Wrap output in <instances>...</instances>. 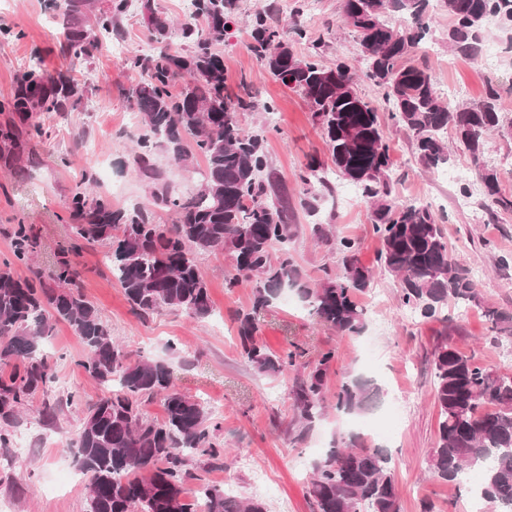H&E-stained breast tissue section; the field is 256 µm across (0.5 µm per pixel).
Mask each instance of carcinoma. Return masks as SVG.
Returning <instances> with one entry per match:
<instances>
[{
    "label": "carcinoma",
    "instance_id": "cac0c4a2",
    "mask_svg": "<svg viewBox=\"0 0 512 512\" xmlns=\"http://www.w3.org/2000/svg\"><path fill=\"white\" fill-rule=\"evenodd\" d=\"M438 2L452 20L448 50L461 56L481 52L489 24H512V0ZM89 6L90 0L56 4L62 51L73 59L91 57L101 40L112 39L118 17L131 3L111 0L92 28L83 24ZM433 8V0H345L344 13L368 63L362 74L383 91L393 123L412 132L419 163L428 170L448 163L444 134L453 131L473 155L484 207L493 217L499 209H512V200L500 192L496 170L480 164L485 136L501 128L496 109L500 91L490 86L482 101L469 106L440 96L429 68L415 59L430 34ZM236 10L237 0H192V15L178 29L191 50L160 49L128 58L141 76L127 92L140 117L134 163L153 180L152 203L114 210L77 187L70 201L71 252L78 253L84 242L110 241L112 274L137 315L168 308L204 319L212 307L198 256L227 250L234 272L225 275V287H237L243 277L254 280V308L268 306L291 288L321 323L358 336L367 327V315L355 295L372 282L358 260V244L340 239L341 272L325 269L314 287L302 280L288 252L295 225L287 223L285 205L266 200L272 173L264 135L244 130L238 121L241 112L269 113L272 106L248 90L235 97L225 93L224 55L217 46L224 43ZM389 14L409 18L412 25L390 23L385 20ZM151 26L160 43L172 34L159 15L151 16ZM250 27L254 53L274 77L286 81L271 63L285 36L270 9H258ZM289 61L296 72L291 89L303 96L322 129L335 172L374 203L372 230L382 243L378 266L397 280L400 305L419 318L436 319L450 303L457 308L480 304L471 272L448 249L436 215L427 206L391 198L389 146L376 108L357 90L355 68L343 62L326 66L320 41L312 43L307 58L291 55ZM332 69L336 82H323L322 75ZM81 100L73 78L51 74L35 61L16 76L14 93L0 103V111L9 109L24 124L34 112H72ZM158 147L186 166L197 156L204 160L194 195L173 196L159 182L152 164ZM299 180L306 191L316 183L329 187L325 164L314 156ZM154 204L170 211L173 223H156ZM37 247V239L19 224L10 256L0 260V448L13 444L20 409L55 382L43 342L52 331L51 321L60 320L88 349L80 366L109 387L87 408L74 437L77 464L89 475L85 512H132L137 507L140 512H266L260 500L244 502L207 483L188 486L198 479L192 472L195 458L204 457L211 466L224 464L221 422L200 401L175 388L166 363L129 360L112 341L101 311L79 288L76 264L65 257L56 260L51 270L55 288L43 285L38 270L30 277L17 276L14 266L29 264ZM485 316L493 340L512 345V310L489 308ZM237 321L241 354L256 372L277 376L296 365L299 349L273 352L257 341L253 316L240 314ZM335 356L334 350L322 353L315 369L291 387L299 439L322 414L326 372ZM431 365L439 426L428 460L430 475L475 494L492 512H512V376L462 354L448 343L446 333L436 341ZM159 394L165 419L156 423L142 406ZM380 400V388L362 376L348 378L336 390V410L346 414L365 413ZM472 468L480 469L482 479L470 489L463 477ZM311 494L316 512H399L391 456L383 448L365 446L355 435L334 442L313 463Z\"/></svg>",
    "mask_w": 512,
    "mask_h": 512
}]
</instances>
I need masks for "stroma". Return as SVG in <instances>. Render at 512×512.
<instances>
[{
	"label": "stroma",
	"instance_id": "stroma-1",
	"mask_svg": "<svg viewBox=\"0 0 512 512\" xmlns=\"http://www.w3.org/2000/svg\"><path fill=\"white\" fill-rule=\"evenodd\" d=\"M272 6L273 16L284 27L301 24L309 38L289 39L296 57L310 51V39L325 42L323 60L356 64L361 58L355 34L343 18L344 0H238V21L224 37L220 50L228 92L247 82L260 101L271 103L272 113L243 112L240 125L264 132L269 168L279 181L276 197L288 202V221L298 227L288 246L303 278L317 284L323 267H337L340 239L359 246L360 263L373 274L370 289L360 295L364 306H377L363 335L346 336L319 324L295 293L282 295L258 314L260 340L272 351L289 345L302 351V363L284 374H258L240 355L237 313L252 309L254 284L242 282L226 288L224 275L233 268L228 251L199 256L207 281L212 313L193 320L184 313L164 309L149 317L135 315L107 256L108 242L84 246L74 260L81 271L79 285L104 315L114 341L131 359L162 360L169 364L181 392L200 399L218 418L221 440L230 453L223 466L195 461L193 471L204 481L231 484L239 499L263 501L268 512H315L310 493L311 467L333 441L355 434L368 446H384L393 459L400 512H468L466 494L454 485L434 481L428 458L435 446L439 414L431 396L430 353L443 325L421 321L400 306L392 277L380 273V242L371 226L372 203L334 172H327L329 187L314 186L303 192L297 175L310 157L327 158L322 132L305 100L275 79L250 48L249 16L262 6ZM171 21L182 19L181 0H132L121 16L120 34L86 60L66 57L58 36L59 19L53 0H0V27L23 31L20 40L0 39V102L13 93V78L30 57H38L44 70L69 72L83 87L80 106L72 112H37L32 123L43 125V138H22L20 147L0 140V258L11 250L13 230L23 224L39 246L30 266H16L19 276L32 269L47 270L70 237L69 199L83 176L94 179L91 193L116 208L149 199L153 185L134 168L132 146L137 129L128 127L130 111L126 92L140 78L126 60L151 41V15ZM451 19L437 8L432 12V35L418 49V61L428 65L438 91L459 103H475L488 86L501 90L498 107L503 120L512 121V28L493 24L484 42L497 45L500 54L493 67L483 58L467 59L449 52L447 34ZM357 87L373 102L383 126L393 162L394 195L402 200L429 202L443 215L448 247L471 271L481 303L469 320L448 332L450 342L462 353L475 356L498 373L512 375V347L492 341L484 307L512 308V267L497 264L512 256V210L489 217L480 191L465 196L462 183L473 182L475 164L470 152L454 134H446L450 151L446 170L428 171L413 153L412 135L393 124L390 107L381 91L366 79ZM484 161L497 169L503 195L512 196V128L486 136ZM317 224L326 225L330 239L318 241ZM175 343L176 352L166 349ZM332 349L336 358L328 371L324 395L334 401L337 388L354 374L372 377L384 390L385 401L399 408V422L391 433L363 427L362 418L326 409L309 431H302L290 389L315 366L322 351ZM44 350L54 370L51 390L37 393L21 409L13 429L14 440L25 447L22 457L0 448V512H85L88 475L73 478L77 464L67 447L79 429L90 401L103 386L81 367L86 354L82 341L69 325L54 322ZM79 401L67 403L69 393ZM53 406L54 419L43 414Z\"/></svg>",
	"mask_w": 512,
	"mask_h": 512
}]
</instances>
